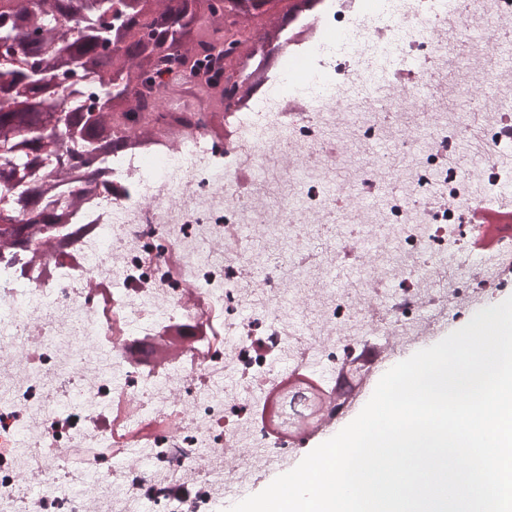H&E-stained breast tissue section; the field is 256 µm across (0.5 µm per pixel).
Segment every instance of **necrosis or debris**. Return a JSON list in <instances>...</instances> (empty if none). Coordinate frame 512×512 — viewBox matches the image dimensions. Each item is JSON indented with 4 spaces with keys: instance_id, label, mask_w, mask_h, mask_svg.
Listing matches in <instances>:
<instances>
[{
    "instance_id": "1",
    "label": "necrosis or debris",
    "mask_w": 512,
    "mask_h": 512,
    "mask_svg": "<svg viewBox=\"0 0 512 512\" xmlns=\"http://www.w3.org/2000/svg\"><path fill=\"white\" fill-rule=\"evenodd\" d=\"M282 41L223 110L203 73L178 105L148 95L152 131L113 154L108 189L0 244V512H221L305 444L266 424L289 384L321 393V425L352 406L308 356L365 383L367 348L397 354L512 272L508 236L497 270L448 267L486 233L470 186L512 184L495 161L512 149V7L323 0ZM452 100L476 101L473 124L448 120ZM292 101L315 109L292 119Z\"/></svg>"
}]
</instances>
